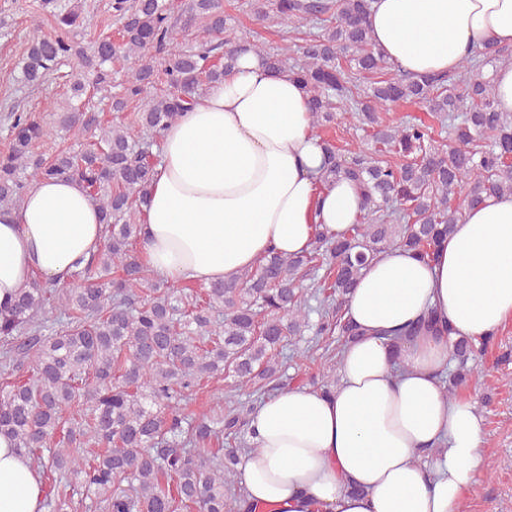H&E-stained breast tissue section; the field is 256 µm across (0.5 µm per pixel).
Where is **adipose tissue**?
<instances>
[{"instance_id": "adipose-tissue-1", "label": "adipose tissue", "mask_w": 512, "mask_h": 512, "mask_svg": "<svg viewBox=\"0 0 512 512\" xmlns=\"http://www.w3.org/2000/svg\"><path fill=\"white\" fill-rule=\"evenodd\" d=\"M378 52L413 75L455 71L472 46L512 47V0H375ZM325 151L308 96L251 51L167 126L144 209L143 261L161 278L230 281L274 250L339 236L362 199L344 178L317 189ZM102 214L75 180L34 182L0 208V306L33 275L65 282L103 244ZM360 336L345 345L332 393L290 388L250 416L252 451L237 471L265 512H462L483 463L482 424L445 395L453 342L512 318V195L467 209L433 261L381 253L346 303ZM434 313L446 335L392 344L388 330ZM0 512H44L41 480L0 433Z\"/></svg>"}]
</instances>
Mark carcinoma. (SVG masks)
<instances>
[{
	"label": "carcinoma",
	"instance_id": "1",
	"mask_svg": "<svg viewBox=\"0 0 512 512\" xmlns=\"http://www.w3.org/2000/svg\"><path fill=\"white\" fill-rule=\"evenodd\" d=\"M372 2L247 0L256 20L284 32L312 26L302 43L285 37L268 48L233 35L220 0H190L178 16L168 0H112L121 43L97 40L86 52L77 41L79 6L43 0L58 33L33 38L23 79L38 84L77 60L89 80L73 83L58 125L77 138L92 126L99 134L80 151L49 160L40 145L51 131L29 113L11 111L0 207L20 206L38 179L76 178L104 217L103 245L69 283L35 279L0 309V432L53 478L45 489L49 512H74L78 494L99 512H256L243 509V494L230 486L237 454L253 450L244 436L254 404L285 387L288 350L305 356L296 345L309 333L325 354L339 355L358 335L345 304L369 263L391 248L432 257L465 209L486 195L512 194V113L498 110L492 78L482 73L486 65H512V50L475 49L451 73L410 76L375 50L367 26ZM197 22L219 40L187 45L186 29ZM247 50L304 85L316 136L339 123L359 132L366 147L358 150L322 137L319 181L356 183L363 215L338 239L318 232L304 253L272 250L236 279L188 292L156 277L136 248L155 166L149 156L154 136ZM119 54L132 65L110 110L144 102L136 134L120 122L103 127L85 109L88 91L112 87ZM400 103L422 105L448 129L452 145L436 144L432 127L415 117L384 123L381 113ZM437 327L429 313L397 335ZM491 342L463 336L453 344L448 396L477 373L469 362ZM216 377L233 378L251 403L217 404L188 417L185 392ZM216 443L224 445L221 457Z\"/></svg>",
	"mask_w": 512,
	"mask_h": 512
}]
</instances>
